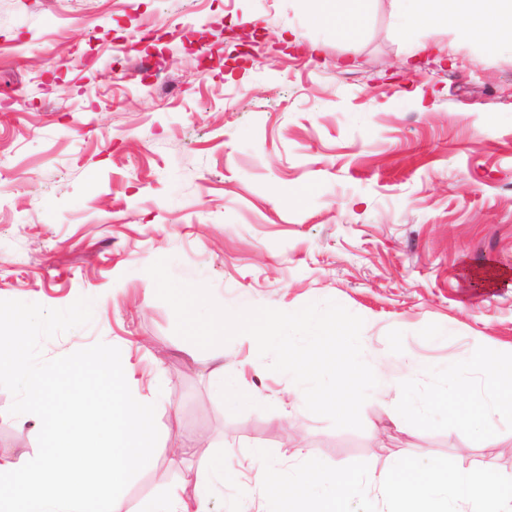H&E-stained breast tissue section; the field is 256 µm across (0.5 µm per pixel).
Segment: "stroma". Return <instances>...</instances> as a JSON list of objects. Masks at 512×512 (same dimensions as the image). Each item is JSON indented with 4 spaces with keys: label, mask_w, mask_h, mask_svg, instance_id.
I'll return each mask as SVG.
<instances>
[{
    "label": "stroma",
    "mask_w": 512,
    "mask_h": 512,
    "mask_svg": "<svg viewBox=\"0 0 512 512\" xmlns=\"http://www.w3.org/2000/svg\"><path fill=\"white\" fill-rule=\"evenodd\" d=\"M323 0H0V300L91 323L47 339L54 359L104 342L133 394L152 384L159 439L124 512L201 459L294 449L375 475L394 458L465 472L484 447L456 429L396 428L397 393L369 397L362 430L299 408L256 348L224 347L235 405L209 386L210 351L174 333L146 268L225 308L294 311L334 300L364 320L368 361L391 375L512 348V52L456 25L399 29L392 0H365L355 36L328 37ZM444 330L447 344L432 339ZM0 449L36 452L39 425L10 415ZM194 452L180 464L173 448Z\"/></svg>",
    "instance_id": "obj_1"
}]
</instances>
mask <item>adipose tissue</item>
I'll use <instances>...</instances> for the list:
<instances>
[{
  "label": "adipose tissue",
  "mask_w": 512,
  "mask_h": 512,
  "mask_svg": "<svg viewBox=\"0 0 512 512\" xmlns=\"http://www.w3.org/2000/svg\"><path fill=\"white\" fill-rule=\"evenodd\" d=\"M400 28L423 22L448 23V0H393ZM140 457L113 454L109 464L91 469L81 453H38L17 458L0 453V512H123L120 490ZM235 468L202 463L193 490L184 485L150 500L143 512H211L213 489L236 479Z\"/></svg>",
  "instance_id": "1"
}]
</instances>
